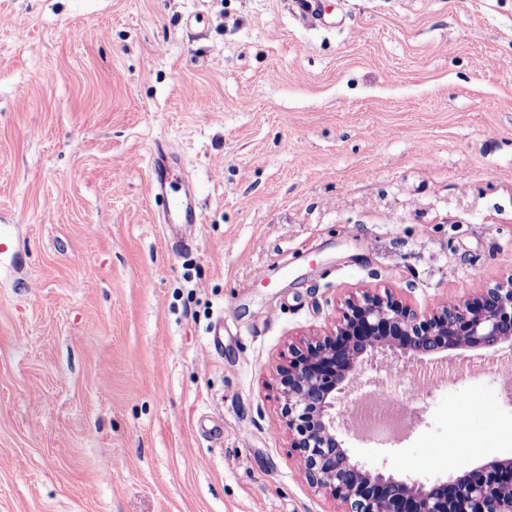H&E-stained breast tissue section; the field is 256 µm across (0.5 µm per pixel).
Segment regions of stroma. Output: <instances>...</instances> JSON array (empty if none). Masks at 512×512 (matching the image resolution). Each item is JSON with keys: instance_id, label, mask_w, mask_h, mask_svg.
<instances>
[{"instance_id": "stroma-1", "label": "stroma", "mask_w": 512, "mask_h": 512, "mask_svg": "<svg viewBox=\"0 0 512 512\" xmlns=\"http://www.w3.org/2000/svg\"><path fill=\"white\" fill-rule=\"evenodd\" d=\"M324 6L0 0V512H337L281 422L290 344L352 293L423 313L512 275V0ZM441 365L421 392L366 369L413 414L342 430L355 458L434 479L512 455V363ZM292 2L301 19L309 25L323 26L326 24L320 0H294ZM166 213L165 218L168 221L179 220L182 224H194L195 206L194 201H186L177 192L166 193Z\"/></svg>"}]
</instances>
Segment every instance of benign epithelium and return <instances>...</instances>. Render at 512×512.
<instances>
[{
	"mask_svg": "<svg viewBox=\"0 0 512 512\" xmlns=\"http://www.w3.org/2000/svg\"><path fill=\"white\" fill-rule=\"evenodd\" d=\"M512 345V275L459 302L420 315L392 292L365 291L345 299L336 325L290 346L279 367L281 418L289 447L317 492L344 512H512V458L448 466L445 478H396L356 460L337 432L360 395L338 394L365 364L385 354L388 369L420 364L443 352H496Z\"/></svg>",
	"mask_w": 512,
	"mask_h": 512,
	"instance_id": "1",
	"label": "benign epithelium"
}]
</instances>
